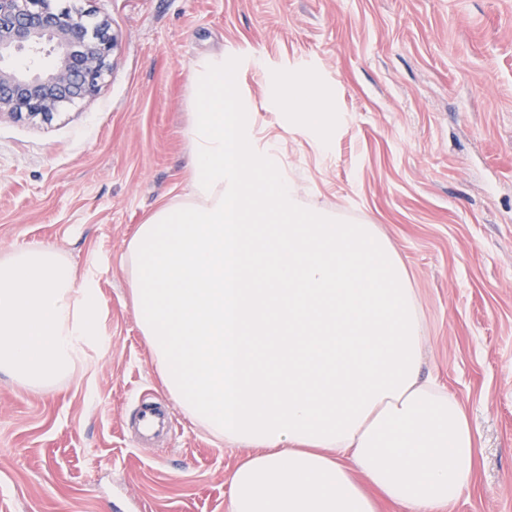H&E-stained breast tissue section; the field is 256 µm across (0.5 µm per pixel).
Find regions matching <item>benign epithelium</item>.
I'll return each instance as SVG.
<instances>
[{"label": "benign epithelium", "instance_id": "7a95c632", "mask_svg": "<svg viewBox=\"0 0 512 512\" xmlns=\"http://www.w3.org/2000/svg\"><path fill=\"white\" fill-rule=\"evenodd\" d=\"M117 41L85 31L84 16L49 0H0V112L50 119L62 106L95 96Z\"/></svg>", "mask_w": 512, "mask_h": 512}]
</instances>
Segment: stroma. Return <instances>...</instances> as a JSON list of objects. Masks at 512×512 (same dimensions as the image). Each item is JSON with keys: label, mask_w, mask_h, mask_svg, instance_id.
Masks as SVG:
<instances>
[{"label": "stroma", "mask_w": 512, "mask_h": 512, "mask_svg": "<svg viewBox=\"0 0 512 512\" xmlns=\"http://www.w3.org/2000/svg\"><path fill=\"white\" fill-rule=\"evenodd\" d=\"M117 39L96 96L52 120L0 112V254L51 244L91 271L106 351L52 389L0 373V512H230L248 454L174 409L170 438L134 435L166 393L129 300L138 224L186 188L190 68H239L250 133L306 206L374 224L417 293L426 370L479 438L451 512H512V0H51ZM310 79L336 116L327 145L273 94Z\"/></svg>", "instance_id": "obj_1"}]
</instances>
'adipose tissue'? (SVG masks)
<instances>
[{"mask_svg": "<svg viewBox=\"0 0 512 512\" xmlns=\"http://www.w3.org/2000/svg\"><path fill=\"white\" fill-rule=\"evenodd\" d=\"M186 194L138 225L131 303L168 395L225 443L231 512H450L477 438L461 403L423 376L409 276L372 224L303 207L249 135L237 67L193 63ZM284 111L329 140L335 118L306 81ZM95 277L54 246L0 257V372L51 388L107 345Z\"/></svg>", "mask_w": 512, "mask_h": 512, "instance_id": "1", "label": "adipose tissue"}]
</instances>
